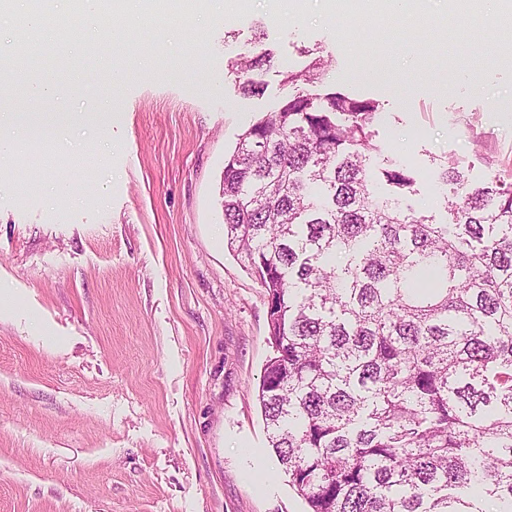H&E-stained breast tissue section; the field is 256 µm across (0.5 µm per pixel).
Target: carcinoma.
Returning <instances> with one entry per match:
<instances>
[{
  "label": "carcinoma",
  "instance_id": "cac0c4a2",
  "mask_svg": "<svg viewBox=\"0 0 512 512\" xmlns=\"http://www.w3.org/2000/svg\"><path fill=\"white\" fill-rule=\"evenodd\" d=\"M269 60L228 63L243 94ZM325 70L286 72L220 187L268 296L269 446L308 512H512V182L446 158V219L402 206L411 174L369 164L377 101L304 93Z\"/></svg>",
  "mask_w": 512,
  "mask_h": 512
}]
</instances>
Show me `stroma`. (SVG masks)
Listing matches in <instances>:
<instances>
[{
	"mask_svg": "<svg viewBox=\"0 0 512 512\" xmlns=\"http://www.w3.org/2000/svg\"><path fill=\"white\" fill-rule=\"evenodd\" d=\"M338 3L194 0L159 22L79 20L32 53L62 90L34 111L95 118L50 138L54 167L0 162V512H307L268 448V301L225 244V158L317 46L328 67L306 93L378 101L370 166L411 170L413 209L445 216L435 158L474 183L512 171L497 14L474 28L420 0L371 29ZM258 43L273 59L248 97L225 65Z\"/></svg>",
	"mask_w": 512,
	"mask_h": 512,
	"instance_id": "1",
	"label": "stroma"
}]
</instances>
